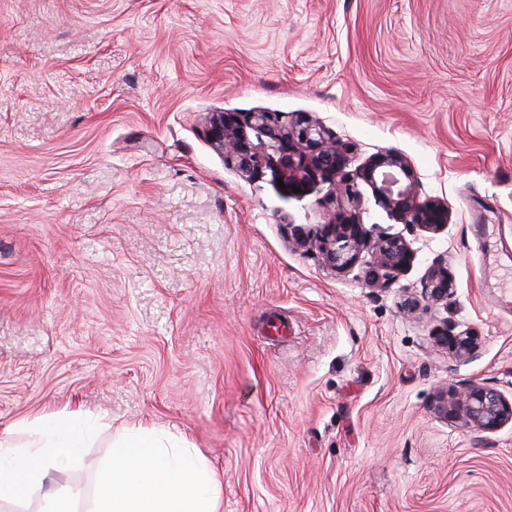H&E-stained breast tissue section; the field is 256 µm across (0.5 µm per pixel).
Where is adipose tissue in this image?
I'll return each mask as SVG.
<instances>
[{"instance_id": "1", "label": "adipose tissue", "mask_w": 512, "mask_h": 512, "mask_svg": "<svg viewBox=\"0 0 512 512\" xmlns=\"http://www.w3.org/2000/svg\"><path fill=\"white\" fill-rule=\"evenodd\" d=\"M27 431L26 446L0 438V501L76 459L88 437L86 423L76 419H35ZM112 446L92 512H219L216 471L183 441L134 425Z\"/></svg>"}]
</instances>
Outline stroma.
<instances>
[{"instance_id":"35a3bbf8","label":"stroma","mask_w":512,"mask_h":512,"mask_svg":"<svg viewBox=\"0 0 512 512\" xmlns=\"http://www.w3.org/2000/svg\"><path fill=\"white\" fill-rule=\"evenodd\" d=\"M214 112L302 115L386 150L433 234L359 184L373 236L415 258L388 287L297 248L327 218L246 176L207 140ZM512 246V0H0V437L83 410L77 462L0 512L56 492L91 512L112 438L183 435L220 512H512V426L444 418L438 392L512 393V307L487 250ZM444 260L447 301L402 312ZM480 338L456 359L443 326Z\"/></svg>"}]
</instances>
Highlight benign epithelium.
I'll list each match as a JSON object with an SVG mask.
<instances>
[{
	"label": "benign epithelium",
	"instance_id": "obj_1",
	"mask_svg": "<svg viewBox=\"0 0 512 512\" xmlns=\"http://www.w3.org/2000/svg\"><path fill=\"white\" fill-rule=\"evenodd\" d=\"M245 126L256 132L258 142L247 136ZM206 136L224 155L225 164L243 174L268 170L290 190L323 181L331 184L323 198L331 206L325 223L313 232L296 233L294 243L316 250L324 266L338 274L351 271L363 253L370 254L365 279L372 287L385 288L392 283L411 264L413 251L401 237L371 236L361 220L357 180L365 182L378 204L402 224L435 233L450 222L447 204L420 197L411 162L404 154L396 150L377 153L352 174L348 171L350 146L309 119L285 120L272 112H251L243 118L234 112H214L207 122ZM454 287L448 268L437 262L430 268L420 295L406 297L401 308L414 314L425 304L448 300ZM437 344L452 349L459 360L471 357L479 347L477 335L456 333L448 326L437 334ZM450 393L455 396L453 410L465 424L484 432L512 424V397L503 391L473 381Z\"/></svg>",
	"mask_w": 512,
	"mask_h": 512
}]
</instances>
